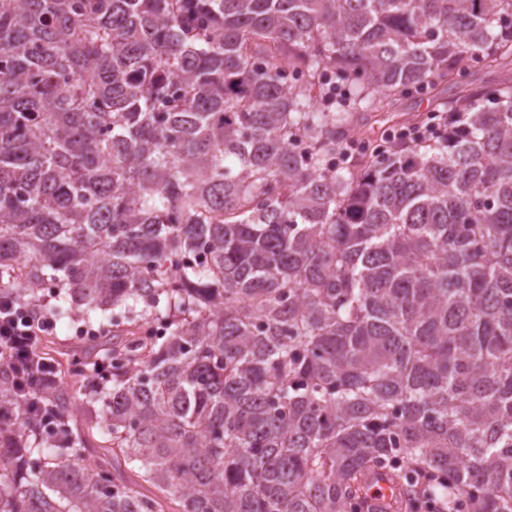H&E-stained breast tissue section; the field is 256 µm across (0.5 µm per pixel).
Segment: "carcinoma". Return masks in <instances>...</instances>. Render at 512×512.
I'll return each instance as SVG.
<instances>
[{
    "instance_id": "carcinoma-1",
    "label": "carcinoma",
    "mask_w": 512,
    "mask_h": 512,
    "mask_svg": "<svg viewBox=\"0 0 512 512\" xmlns=\"http://www.w3.org/2000/svg\"><path fill=\"white\" fill-rule=\"evenodd\" d=\"M473 56L512 0H0V296L98 332L0 345V512H512V74L329 166Z\"/></svg>"
}]
</instances>
